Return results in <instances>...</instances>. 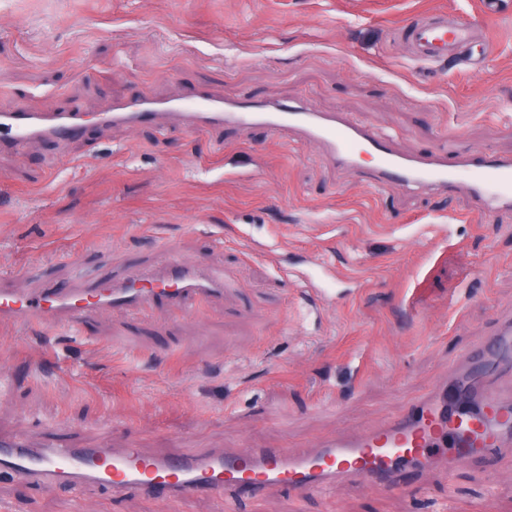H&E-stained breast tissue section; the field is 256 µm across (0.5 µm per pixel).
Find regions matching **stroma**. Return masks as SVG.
<instances>
[{
	"label": "stroma",
	"instance_id": "35a3bbf8",
	"mask_svg": "<svg viewBox=\"0 0 512 512\" xmlns=\"http://www.w3.org/2000/svg\"><path fill=\"white\" fill-rule=\"evenodd\" d=\"M499 2L489 15L484 0H0V112L94 113L202 87L338 112L408 155H512V0ZM431 12L484 30L474 71L412 59L399 29ZM257 150L259 175L225 179V154ZM200 260L229 275L224 296L98 311L54 363L45 329L0 324V433L147 455L295 452L385 425L512 320V212L374 190L317 142L93 125L0 152V288ZM321 263L365 288L312 300L296 271ZM404 482L169 501L0 478V512H512V445Z\"/></svg>",
	"mask_w": 512,
	"mask_h": 512
}]
</instances>
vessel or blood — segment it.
I'll return each mask as SVG.
<instances>
[{
  "mask_svg": "<svg viewBox=\"0 0 512 512\" xmlns=\"http://www.w3.org/2000/svg\"><path fill=\"white\" fill-rule=\"evenodd\" d=\"M417 60L434 63L462 51L482 30L434 13L405 26ZM168 113L188 129L262 127L291 131L316 140L344 171H363L372 188L396 183L448 194L465 189L482 206L512 209V157L481 154L473 159L397 153L388 139L340 115L301 105L270 104L255 98L225 100L197 88L177 100L130 97L95 115L70 110L32 112L19 105L0 112V147L33 140L78 138L87 125L150 123ZM224 289L222 276L207 265L180 264L152 276L140 287L109 279L88 288L53 284L35 294L0 292V321L22 320L48 327L83 323L99 309L137 310L152 304H177ZM512 368V323L479 346L478 359L455 380L408 407L382 428L329 439L306 453L266 449L247 456L231 452L206 455H145L123 448L30 447L20 435L0 436V475L16 481L38 480L72 490L102 486L115 494H163L169 499L217 495L227 490L257 496L272 487L299 493L342 479L398 488L406 470L449 468L500 447L512 436V403L484 407L488 368Z\"/></svg>",
  "mask_w": 512,
  "mask_h": 512,
  "instance_id": "obj_1",
  "label": "vessel or blood"
}]
</instances>
